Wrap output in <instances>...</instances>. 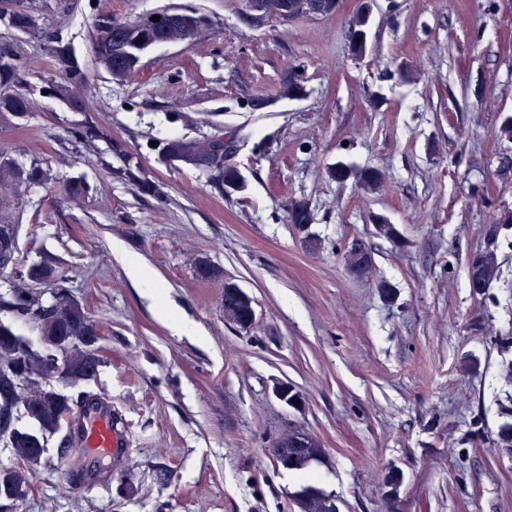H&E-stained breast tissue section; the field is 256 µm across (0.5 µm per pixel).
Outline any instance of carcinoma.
Wrapping results in <instances>:
<instances>
[{"instance_id":"carcinoma-1","label":"carcinoma","mask_w":512,"mask_h":512,"mask_svg":"<svg viewBox=\"0 0 512 512\" xmlns=\"http://www.w3.org/2000/svg\"><path fill=\"white\" fill-rule=\"evenodd\" d=\"M9 0H0V23L15 34L28 35L43 41L44 47L54 57L61 73L60 80L47 81V90L65 102L72 110L85 111L81 89L85 72L74 59L71 49L62 39L50 32L31 9L16 0L15 7L9 8ZM263 9L271 18L290 6H296L289 18L308 15H327L336 7V0H261ZM172 10L157 12L160 20L151 21L152 15H143L119 24L110 21L98 25L94 41V56L97 64L113 80L121 82L139 66L141 55L147 49L161 44L181 43L196 38L205 27L201 17L185 13L181 18H170ZM370 14L360 10L353 15L348 34L354 37L369 29ZM118 26V33L109 28ZM24 64L19 41L0 38V88L15 83L17 73ZM30 112V100L18 91L0 93V121L11 117L20 118ZM73 139L84 145H91L103 137L95 124L84 125L72 132ZM109 151L122 160L116 174L133 183L143 194L152 196L157 202H165L166 193L162 185L144 175L138 164L119 143L110 146ZM221 145L216 137L191 142L181 138H170L163 142L160 152L171 163L190 164L211 173L224 186L241 188V176L234 166L216 168ZM326 174L333 180L354 177L359 185L371 192L382 182V174L372 168L355 169L338 163L327 168ZM54 177L50 171L32 163L28 166L15 159L0 157V182L9 194L0 199V210L7 211L29 189L45 186ZM288 218L300 230L311 222L309 203L303 199L291 201ZM12 222L0 217V254L14 249L10 234ZM512 229V211L501 214L486 225L485 233L490 239H497L504 230ZM345 261L349 269L359 275L369 273L372 263L369 253L356 249L346 252ZM499 264L494 251L486 250L475 254L468 264L469 287L475 294H483L498 279ZM10 274L23 283L27 280H50L54 285L52 300L45 302L41 296L20 286L0 298V312L32 326L38 336V344L16 333L10 322L0 319V408L7 406L12 419L0 422V442L13 450L18 464L0 469V509L11 506L23 498L19 488H30L33 467L41 462L48 439L59 433L69 417L90 396L82 390L85 382L94 379L103 363L95 344L97 328L85 308L71 298L66 279L48 263L31 265L24 269L15 267ZM224 318L246 329L255 319L254 300L236 284L224 283ZM56 378L64 385L76 390L68 396L48 385ZM33 423L27 428L21 425L23 419ZM268 451L275 464L285 470L303 473L322 462L324 450L314 436L297 428L268 440ZM295 502L300 512H338L335 499L313 484H306L295 492Z\"/></svg>"}]
</instances>
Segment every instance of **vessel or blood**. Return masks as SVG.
<instances>
[{
	"instance_id": "obj_1",
	"label": "vessel or blood",
	"mask_w": 512,
	"mask_h": 512,
	"mask_svg": "<svg viewBox=\"0 0 512 512\" xmlns=\"http://www.w3.org/2000/svg\"><path fill=\"white\" fill-rule=\"evenodd\" d=\"M70 427L78 446L89 449L91 461L120 467L128 433L110 399L89 400L72 419Z\"/></svg>"
}]
</instances>
